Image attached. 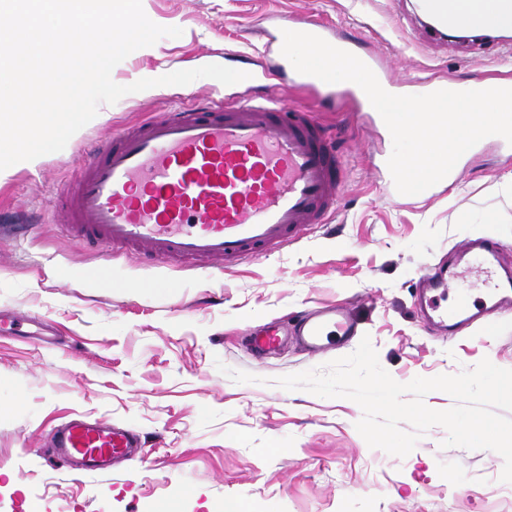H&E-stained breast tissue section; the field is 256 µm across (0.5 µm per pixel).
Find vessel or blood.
<instances>
[{"mask_svg":"<svg viewBox=\"0 0 512 512\" xmlns=\"http://www.w3.org/2000/svg\"><path fill=\"white\" fill-rule=\"evenodd\" d=\"M80 173L57 200L69 235L109 250L132 251L154 266L205 261L227 268L300 240L326 223L344 187L336 136L309 110L282 108L269 95L248 103L161 112L86 150ZM503 244L465 240L458 264L481 276L489 298L458 296L441 304L456 266L422 279L427 318L443 331L482 320L494 327L512 309V272H502ZM357 323L344 310L300 319L295 334L314 355L349 343ZM279 322L254 333L251 346L275 353ZM61 454L89 473L106 472L136 447L134 434L112 422L74 419L59 427Z\"/></svg>","mask_w":512,"mask_h":512,"instance_id":"b4317fda","label":"vessel or blood"}]
</instances>
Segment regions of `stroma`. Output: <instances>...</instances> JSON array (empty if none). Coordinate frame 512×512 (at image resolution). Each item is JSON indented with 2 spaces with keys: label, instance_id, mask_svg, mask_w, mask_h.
Wrapping results in <instances>:
<instances>
[{
  "label": "stroma",
  "instance_id": "1",
  "mask_svg": "<svg viewBox=\"0 0 512 512\" xmlns=\"http://www.w3.org/2000/svg\"><path fill=\"white\" fill-rule=\"evenodd\" d=\"M150 20L181 28L132 52L112 71L145 77L257 58L276 99L312 110L336 132L347 182L327 225L233 269L139 265L63 234L54 194L92 144L159 113L252 96L212 78L132 93L80 129L59 152L0 171V208L32 214L24 241L0 237V309L39 319L58 347L0 334V512H512V483L491 450L444 447L428 429L398 457L369 447L346 398L287 391L277 378L320 367L355 344L312 356L296 345L259 360L248 329L294 312L347 306L398 382L456 374L482 359L512 369V315L495 333L478 324L444 336L419 310L422 272L455 261L462 241L512 243V149L485 140L433 197L387 196L380 160L393 148L377 116L282 80L285 18L324 25L386 75L414 88L444 78L469 85L512 75V38L429 27L417 0H142ZM73 418L140 431L143 448L110 473H75L46 444Z\"/></svg>",
  "mask_w": 512,
  "mask_h": 512
}]
</instances>
